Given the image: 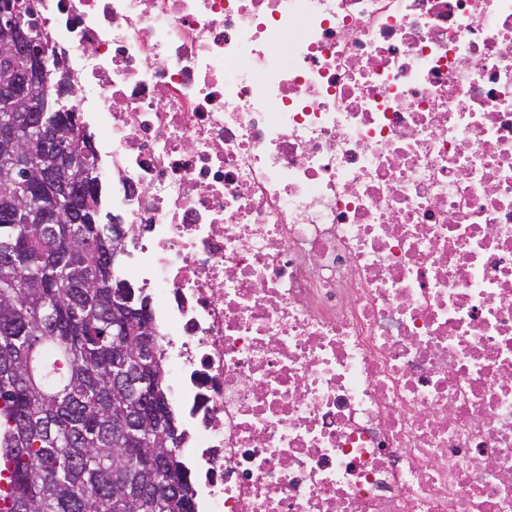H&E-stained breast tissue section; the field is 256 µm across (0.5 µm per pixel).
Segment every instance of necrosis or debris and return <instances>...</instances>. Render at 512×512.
Masks as SVG:
<instances>
[{"label":"necrosis or debris","mask_w":512,"mask_h":512,"mask_svg":"<svg viewBox=\"0 0 512 512\" xmlns=\"http://www.w3.org/2000/svg\"><path fill=\"white\" fill-rule=\"evenodd\" d=\"M31 5L198 512H512V0Z\"/></svg>","instance_id":"1"}]
</instances>
